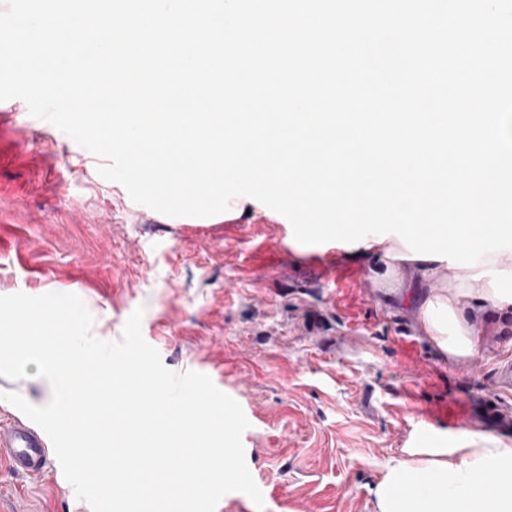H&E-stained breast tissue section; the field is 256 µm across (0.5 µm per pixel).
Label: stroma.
I'll list each match as a JSON object with an SVG mask.
<instances>
[{
	"label": "stroma",
	"instance_id": "1",
	"mask_svg": "<svg viewBox=\"0 0 512 512\" xmlns=\"http://www.w3.org/2000/svg\"><path fill=\"white\" fill-rule=\"evenodd\" d=\"M103 160L18 98L0 101V295L73 293L119 340L136 308L174 373L212 377L242 407L262 505L229 492L216 512H376L405 449L476 428L512 438L483 406L512 359V318L467 300L484 342L448 358L426 336L408 268L339 243L332 264L270 208L212 223L134 203ZM472 399L448 421V406Z\"/></svg>",
	"mask_w": 512,
	"mask_h": 512
}]
</instances>
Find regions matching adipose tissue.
<instances>
[{
    "mask_svg": "<svg viewBox=\"0 0 512 512\" xmlns=\"http://www.w3.org/2000/svg\"><path fill=\"white\" fill-rule=\"evenodd\" d=\"M501 256L484 253L478 265L455 268L414 260L410 266L430 294L418 308L424 332L452 358L478 355L482 338L470 326L463 301L476 298L512 309V289L488 278ZM376 512H512V438L466 429L445 446L409 450L388 467L375 490Z\"/></svg>",
    "mask_w": 512,
    "mask_h": 512,
    "instance_id": "obj_1",
    "label": "adipose tissue"
}]
</instances>
